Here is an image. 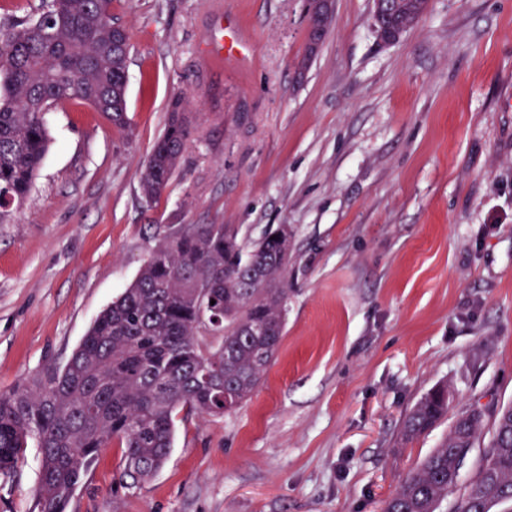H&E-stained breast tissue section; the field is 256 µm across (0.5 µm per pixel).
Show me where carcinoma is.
Masks as SVG:
<instances>
[{
	"label": "carcinoma",
	"mask_w": 512,
	"mask_h": 512,
	"mask_svg": "<svg viewBox=\"0 0 512 512\" xmlns=\"http://www.w3.org/2000/svg\"><path fill=\"white\" fill-rule=\"evenodd\" d=\"M383 20L407 30L428 0H405ZM112 0H41L0 27V223L20 208L48 150L38 113L68 99L94 106L119 129L128 124L129 44L112 45ZM191 134L184 100L170 104L166 127L145 165L141 192L162 195ZM231 224H182L165 233L135 281L97 317L67 363L47 365L30 384L0 391V473L25 448L41 451L38 512H66L99 454L123 449L118 482L138 485L161 469L175 416H222L256 390L285 328L288 228L247 246ZM220 337L203 347L200 331ZM448 386L425 393L405 416V447L448 414ZM484 422L459 415L437 448L402 479L383 512H437L454 491ZM512 500V405L494 413L492 436L456 512H491Z\"/></svg>",
	"instance_id": "obj_1"
}]
</instances>
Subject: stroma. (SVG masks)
Instances as JSON below:
<instances>
[{
  "mask_svg": "<svg viewBox=\"0 0 512 512\" xmlns=\"http://www.w3.org/2000/svg\"><path fill=\"white\" fill-rule=\"evenodd\" d=\"M114 0L127 30L120 130L74 99L44 116L31 194L0 224V390L64 365L182 224L249 243L287 225L286 326L259 387L176 421L164 466L119 485L103 451L66 512H382L472 408L512 403V0H429L380 44L372 0ZM239 59H214L217 30ZM190 142L166 190L140 180L171 99ZM449 418L406 448L438 384ZM40 450L0 475V512H37ZM449 402L447 385L436 386L425 393L402 422L399 439L401 447H406L435 428L448 414Z\"/></svg>",
  "mask_w": 512,
  "mask_h": 512,
  "instance_id": "35a3bbf8",
  "label": "stroma"
}]
</instances>
